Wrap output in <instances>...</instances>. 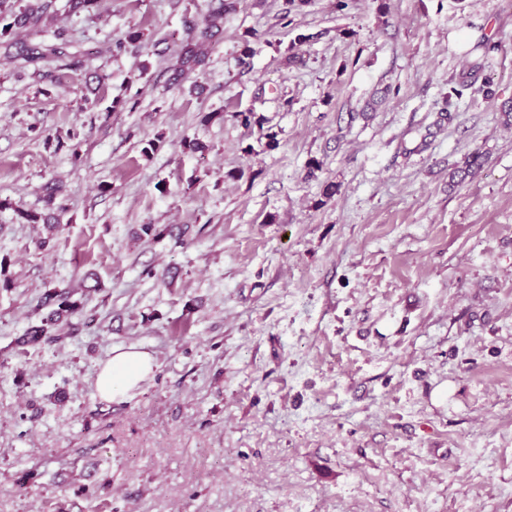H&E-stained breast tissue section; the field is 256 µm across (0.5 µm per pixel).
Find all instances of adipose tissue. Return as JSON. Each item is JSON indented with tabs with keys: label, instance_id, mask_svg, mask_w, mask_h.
<instances>
[{
	"label": "adipose tissue",
	"instance_id": "ef3b65f1",
	"mask_svg": "<svg viewBox=\"0 0 512 512\" xmlns=\"http://www.w3.org/2000/svg\"><path fill=\"white\" fill-rule=\"evenodd\" d=\"M156 366L153 355L131 346L113 349L111 357L101 364L96 390L102 399L126 397L145 380Z\"/></svg>",
	"mask_w": 512,
	"mask_h": 512
}]
</instances>
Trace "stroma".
Segmentation results:
<instances>
[{
  "label": "stroma",
  "mask_w": 512,
  "mask_h": 512,
  "mask_svg": "<svg viewBox=\"0 0 512 512\" xmlns=\"http://www.w3.org/2000/svg\"><path fill=\"white\" fill-rule=\"evenodd\" d=\"M66 4L82 66L0 57V512H512V0H239L173 88L208 0ZM73 293L65 288L53 287L47 289L41 300V307L48 309L47 316L42 319L41 326L31 327L24 336L18 339L21 345H35L45 341H58L64 336L55 332L70 327L71 317L77 312L80 304L72 300ZM156 367L153 355L140 348H115L112 356L101 364L96 390L104 400L124 398L134 391Z\"/></svg>",
  "instance_id": "stroma-1"
}]
</instances>
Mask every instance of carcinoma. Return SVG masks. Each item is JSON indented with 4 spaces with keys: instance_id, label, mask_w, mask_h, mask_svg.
Wrapping results in <instances>:
<instances>
[{
    "instance_id": "1",
    "label": "carcinoma",
    "mask_w": 512,
    "mask_h": 512,
    "mask_svg": "<svg viewBox=\"0 0 512 512\" xmlns=\"http://www.w3.org/2000/svg\"><path fill=\"white\" fill-rule=\"evenodd\" d=\"M56 0H0V49L11 61L21 67L33 68V74L44 77V68L64 59L75 60L83 55L64 26L50 29L56 16ZM238 0H211L204 26H187L188 39L181 49V66L175 69L171 84L179 85L185 70L201 62L206 46L221 28L224 16L237 11ZM482 166L478 152L467 155L462 165L453 172L456 184H462ZM41 307L48 309L42 325L30 328L18 339L21 345H35L45 341H58V332L71 326V317L80 304L73 293L60 287L47 289Z\"/></svg>"
}]
</instances>
